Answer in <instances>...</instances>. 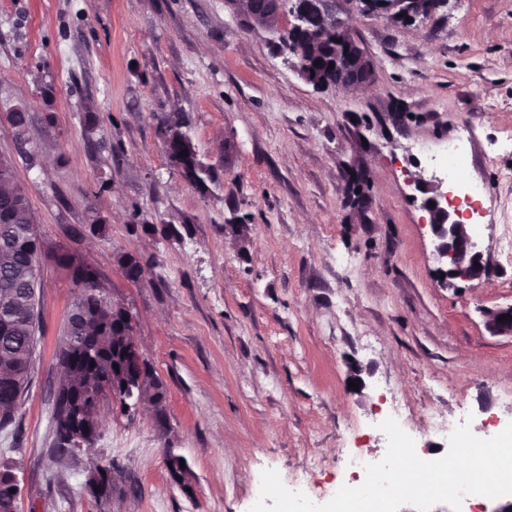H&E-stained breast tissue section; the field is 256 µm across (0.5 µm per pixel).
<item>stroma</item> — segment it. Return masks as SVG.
Returning <instances> with one entry per match:
<instances>
[{
    "label": "stroma",
    "instance_id": "35a3bbf8",
    "mask_svg": "<svg viewBox=\"0 0 512 512\" xmlns=\"http://www.w3.org/2000/svg\"><path fill=\"white\" fill-rule=\"evenodd\" d=\"M345 8L376 60L357 93L306 83L224 0H0V157L44 243L30 382L0 429L23 485L17 512H250L263 470L324 492L351 450L382 454L375 422L390 405L422 443L460 403L472 427L512 422V336L484 317L512 304V261L497 251L512 233V0H447L405 24ZM21 105L32 163L8 120ZM174 112L217 174L206 188L162 151ZM464 126L468 174L487 186L476 242L488 274L446 286L415 188L433 176L412 146ZM357 161L364 215L348 201ZM96 218L104 233H91ZM239 219L243 242L229 230ZM63 253L129 307L167 400L159 413L103 401L91 448L56 457L59 351L78 291ZM124 253L142 261L138 282L122 275ZM172 454L187 487L170 478ZM97 462L112 468L102 498L85 486Z\"/></svg>",
    "mask_w": 512,
    "mask_h": 512
}]
</instances>
